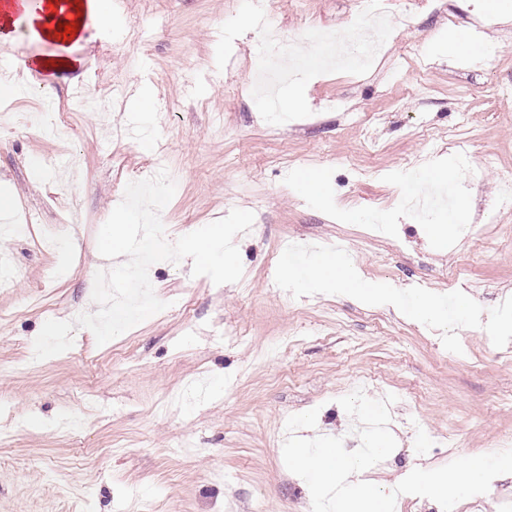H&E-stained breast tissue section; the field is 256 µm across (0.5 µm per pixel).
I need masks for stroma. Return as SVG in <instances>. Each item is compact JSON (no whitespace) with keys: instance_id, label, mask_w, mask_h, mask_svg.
I'll return each instance as SVG.
<instances>
[{"instance_id":"stroma-1","label":"stroma","mask_w":512,"mask_h":512,"mask_svg":"<svg viewBox=\"0 0 512 512\" xmlns=\"http://www.w3.org/2000/svg\"><path fill=\"white\" fill-rule=\"evenodd\" d=\"M242 0H112L106 19L85 17L80 41L35 40L26 24L0 45V66L17 53L69 55L76 69L41 74L56 100L87 86L94 112L68 114L67 132L37 129L38 98H13L0 112V190L23 208V231L0 229L12 277L0 285V512H129L164 503L169 512H311V495L283 460L287 419L318 409L317 429L343 435L339 405L351 377L374 375L372 396L394 394L392 454L369 474L389 486L405 473L489 453L512 438V213L496 202L512 176V20L495 0H449L448 23L428 0H387L394 29L363 75L326 73L306 86L310 117L266 123L252 97L259 35L235 39L224 70L215 64L219 29ZM280 19L283 43L306 23L328 32L351 25L354 0H260ZM479 31L496 52L476 62L467 49L429 51L431 36ZM139 86V103L113 96ZM165 107L158 137L176 192L162 210L175 241L232 209L252 211L253 232L236 236L243 276L217 285L192 276L191 259L149 274L167 309L104 345L74 328V343L38 366L25 363L42 325L92 309L93 251L104 218L139 176L152 146L125 134L132 113ZM474 124L458 123L460 111ZM378 118L376 148L352 113ZM434 137L426 139L423 129ZM500 151L504 166L484 163ZM57 164L43 168L46 158ZM473 174L447 182L464 205L472 236L432 232L444 212L416 215L402 198L409 174L434 163ZM324 178L322 196L297 187ZM344 241L361 283L475 299L471 322L433 329L346 289L294 287L273 267L278 243ZM461 256L471 284L448 287L442 267ZM195 309L192 325L180 313ZM290 337L292 349L279 350ZM456 425L450 448L440 433ZM433 452L420 453L422 442Z\"/></svg>"}]
</instances>
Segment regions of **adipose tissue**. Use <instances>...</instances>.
Instances as JSON below:
<instances>
[{
	"instance_id": "ef3b65f1",
	"label": "adipose tissue",
	"mask_w": 512,
	"mask_h": 512,
	"mask_svg": "<svg viewBox=\"0 0 512 512\" xmlns=\"http://www.w3.org/2000/svg\"><path fill=\"white\" fill-rule=\"evenodd\" d=\"M108 13L107 0H40L35 7L29 0H7L5 7H0V30L10 31L15 21L22 19L33 38L67 44L75 41L76 36L60 35V26L82 24L89 14L104 17ZM293 284L298 288H344L364 303L391 304L413 317L441 326L463 322L470 313L465 301L450 308L425 293L406 296L386 285L365 287L353 276L345 260L333 256L317 257L303 275L294 277Z\"/></svg>"
}]
</instances>
